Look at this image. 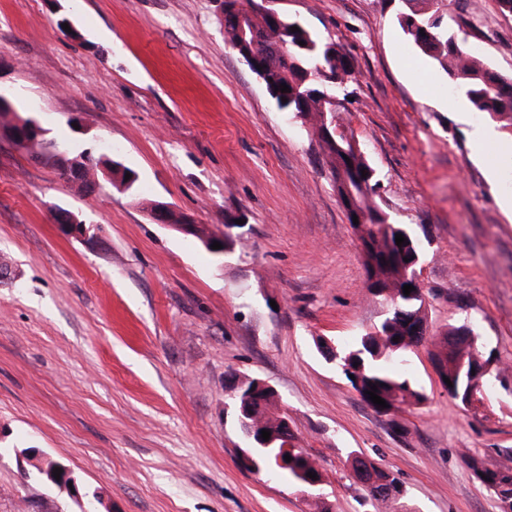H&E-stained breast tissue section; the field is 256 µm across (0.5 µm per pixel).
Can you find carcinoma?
Instances as JSON below:
<instances>
[{
  "mask_svg": "<svg viewBox=\"0 0 512 512\" xmlns=\"http://www.w3.org/2000/svg\"><path fill=\"white\" fill-rule=\"evenodd\" d=\"M403 32L425 55L438 61L443 70L460 82L465 96L474 111L488 116L504 130H512V79L486 67L474 57L463 42L448 36V22L444 17L431 13L405 14L399 19ZM298 31H291V27ZM257 32L270 43H282L285 51L279 55H267V47L258 50L260 54V77L266 85L278 108L294 116H303V122L310 125L318 137L321 150L329 159L332 173L344 176L353 191V201L366 220L356 227L370 240L369 259L363 261L365 270L372 272L378 282L390 290L384 298L388 311L383 320L364 332L349 347L336 350V363L341 366L345 378L363 402L381 414L389 412L394 404L417 405L425 396L410 381L407 372L408 352L421 344L426 333L427 318L424 296L414 289L406 295L403 286L413 280L403 274L412 265L419 266L420 248L411 230L405 224L389 221L386 213L374 205L379 181L374 169L367 162L355 143L344 134L336 133L333 138L323 137L326 128L333 125V98L336 86L351 76V64L339 47L318 34L308 31L300 23L279 17L273 24L268 17L254 12L239 23L237 17L224 18V39L232 47H240L239 53L252 52L243 45L242 30ZM285 84L289 91L278 90ZM32 152L44 157V163L58 168L61 175L69 180L87 183L85 175L76 177L73 167L84 157L80 152L70 155L64 145L54 153H45L39 144L32 146ZM401 234L405 243L396 245L395 235ZM398 341H393V338ZM477 347L473 329L464 325L449 330L437 345L435 358L446 361L447 375L451 386L448 395L459 401L474 391L482 394L484 375L480 366L472 360V351ZM376 385L377 395L386 401L382 408L370 400L367 391ZM254 379L236 380L232 385V403L245 405L252 414L251 420L278 437L282 434V417L279 412V396L275 392L252 395ZM254 463L263 470L279 467L277 473L285 478L297 491L312 497H319L313 483L322 474L308 459L294 455L288 466H278L282 449L258 447L251 449ZM352 469L362 484L366 495L376 504L374 512H410L405 505V491L399 479L392 473L377 466L372 460L357 454L350 455ZM467 464L478 475V479L491 490L502 503L512 502V456L504 461L487 464L470 457ZM313 472L312 479L307 473Z\"/></svg>",
  "mask_w": 512,
  "mask_h": 512,
  "instance_id": "carcinoma-1",
  "label": "carcinoma"
}]
</instances>
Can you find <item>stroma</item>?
Returning a JSON list of instances; mask_svg holds the SVG:
<instances>
[{
	"label": "stroma",
	"mask_w": 512,
	"mask_h": 512,
	"mask_svg": "<svg viewBox=\"0 0 512 512\" xmlns=\"http://www.w3.org/2000/svg\"><path fill=\"white\" fill-rule=\"evenodd\" d=\"M452 32L512 78L498 0H435ZM352 64L335 123L375 171L374 201L421 248L428 333L408 355L420 405L364 403L315 342L350 343L387 305L365 286L357 235L309 125L280 111L224 40L218 0H0V92L55 141L136 175L86 191L0 141V512H315L246 468L232 379L260 378L321 467L331 512H374L347 462L392 471L411 512H501L465 459L512 450V144L497 178L469 132L487 125L397 18L422 0H266ZM68 19V31L57 23ZM214 233L218 258L155 223V203ZM79 214L67 234L55 208ZM466 324L493 356L481 404L441 387L435 342ZM70 471L46 484L34 455ZM56 223L61 224L67 232L76 237H86L89 233L90 226H87L85 220H81L75 213L70 210L55 209Z\"/></svg>",
	"instance_id": "35a3bbf8"
}]
</instances>
